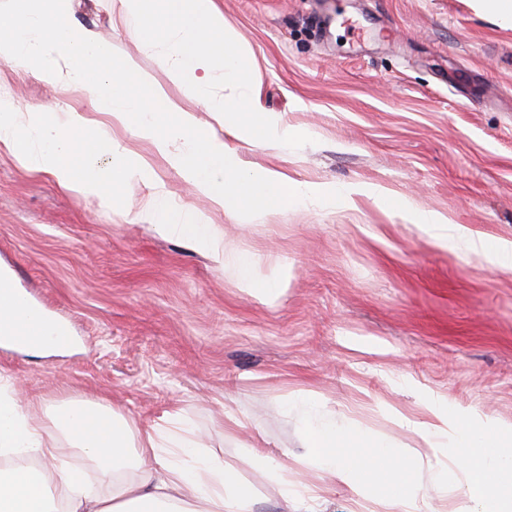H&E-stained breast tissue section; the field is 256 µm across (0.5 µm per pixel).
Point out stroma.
<instances>
[{"instance_id": "obj_1", "label": "stroma", "mask_w": 512, "mask_h": 512, "mask_svg": "<svg viewBox=\"0 0 512 512\" xmlns=\"http://www.w3.org/2000/svg\"><path fill=\"white\" fill-rule=\"evenodd\" d=\"M246 48L261 105L290 132L286 150L228 139L249 165L298 182L352 189L338 205L309 203L274 216L214 223L278 278L276 300L243 288L179 240L121 216L147 189L119 187L111 210L60 191L53 179L0 152V272L14 276L74 345L37 357L0 346V387L20 403L97 398L141 422L182 411L209 452L260 494L255 512H304L283 502L249 452L258 445L295 485L320 490L316 512H381L392 478L433 493L456 485L457 436L428 447L407 422L478 418L512 445V268L494 248L512 244V22L480 0H217ZM140 92L162 90L197 111L203 132L223 118L198 112L166 62L143 53L112 20L110 0H76ZM0 89L20 105L83 97L54 90L0 62ZM130 148L172 192L195 201L144 143ZM387 190L483 238L467 256L439 243L406 212L362 195ZM311 397L346 427L344 453L384 463L354 491L296 464L305 440L294 402ZM239 426L212 428L220 413Z\"/></svg>"}]
</instances>
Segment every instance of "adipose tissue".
Here are the masks:
<instances>
[{"label": "adipose tissue", "instance_id": "obj_1", "mask_svg": "<svg viewBox=\"0 0 512 512\" xmlns=\"http://www.w3.org/2000/svg\"><path fill=\"white\" fill-rule=\"evenodd\" d=\"M112 13L140 50L165 49L187 96L201 111L223 116V136H198L195 114L178 109L162 92L135 93L130 71L113 61L93 27L77 17L74 0H0V61L52 88L83 93L102 117L91 130L84 113L57 104L22 107L0 96V150L26 170L49 175L64 191L107 207L116 185L143 182L148 192L127 212L128 222L150 225L216 264L232 259L247 288L278 297L275 280L258 284L253 263L225 240L223 225L211 223L193 205L172 206L164 182L113 137V126L148 142L210 209L231 218L275 215L308 200L332 202L335 192L249 166L226 144L231 136L258 147L279 146L289 132L250 89L246 53L225 27L215 0H113ZM373 195L381 205L398 204L411 223L429 225L438 241L462 253L484 248L440 214L396 202L381 189ZM3 322L14 335L31 339L38 352L47 351L40 314L19 296L0 291ZM297 409L306 426L298 461L315 464L332 482L351 487L362 471L382 463L379 454L344 457L335 421L316 417L308 399ZM463 427L459 451L467 464L461 491L479 505L494 504L495 512H512V501L492 493L512 482V454L484 436L480 421H465ZM65 444L96 466L99 485L68 466L61 454ZM204 446L196 429L176 414L142 428L103 400L73 399L37 410L1 391L0 452L37 457L39 466L0 469V512H253L257 489L221 458L204 453Z\"/></svg>", "mask_w": 512, "mask_h": 512}]
</instances>
